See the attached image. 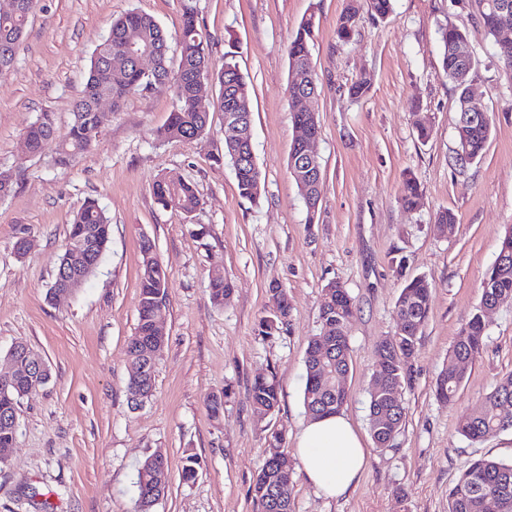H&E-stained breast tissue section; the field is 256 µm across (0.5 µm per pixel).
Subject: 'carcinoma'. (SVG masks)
Segmentation results:
<instances>
[{
	"label": "carcinoma",
	"instance_id": "cac0c4a2",
	"mask_svg": "<svg viewBox=\"0 0 512 512\" xmlns=\"http://www.w3.org/2000/svg\"><path fill=\"white\" fill-rule=\"evenodd\" d=\"M30 0H17L14 11L0 13V64L11 65L16 49L24 35L29 19ZM508 5L512 20V0H474L476 19L484 31L497 37L496 20L492 4ZM393 9L392 0H349L337 23V36L344 40L350 36L352 26L361 11L384 19ZM315 28V16L302 20L295 35L288 43V84H317L311 62L310 42ZM180 61L173 69L169 65L167 37L160 24L151 16L130 11L112 22L108 36L97 45L91 59L84 89L74 103L72 121L66 136L56 138L55 122L49 112L42 113L27 125L23 138L29 152L40 154L51 147L55 163L69 165L79 154L97 140L100 127L94 121L101 98H109L112 105L128 96L143 92L156 84H169L174 89L175 105L167 123L158 131L157 139L167 142H190L206 134L209 111L198 108L197 87L192 79L195 73L211 74L208 53V37L199 21L196 8L184 6L183 21L178 36ZM442 68L456 89L458 120L456 139L457 161L471 163L483 156L491 134V113L470 92L474 57L462 56L461 50L470 49L465 32L450 25L440 32ZM151 49L156 53L155 71L146 75L126 57V49ZM213 75V74H211ZM219 86L213 107L225 109L224 80L234 81L236 102L250 105L251 93L245 76L241 73L235 56L224 55V65L213 75ZM293 121L307 130L320 132L318 116L314 112L294 111ZM289 172L300 195L310 200L307 205V223H315L322 193L321 170L311 174L298 166V159L290 155ZM239 195L251 203L262 194V172L257 161L252 160L235 173ZM157 203L164 208L184 214L195 212L201 205L193 183L174 177H160L152 186ZM422 193L415 176L403 177L399 201L406 210H415L421 204ZM111 235V224L94 199H89L74 214L70 224L68 242L81 245L92 239L96 243L95 254L103 255ZM502 244L511 251L501 263H493L483 284L478 312L460 331L448 354V365L441 371L436 382V396L453 403L465 380L467 368L482 351L487 325L484 310L495 306H512V228ZM142 270L138 303V323L127 343L130 363L128 392L140 393V402L151 397L155 380V362L142 356L137 342L155 335L153 305L158 297H167V276L158 256L141 242ZM273 313L260 319L258 334L271 337L288 323L291 305L287 292L282 288L269 289ZM233 294V284L224 273H209V296L216 307L228 304ZM431 285L422 277L407 281L397 300L395 313L397 333L391 339L381 341L375 350V368L369 391V427L377 448L392 446L404 415V388L408 381L409 362L419 340L422 326L430 308ZM356 311V304L348 290L339 282L328 283L320 306V333L313 337L305 355V385L303 402L308 414L319 418L339 412L348 400L345 379L350 369V344L346 335L347 324ZM28 388L0 386V464L7 462L9 449L15 447L16 431L5 418L17 411L21 394ZM254 413L261 419L272 414L279 403V384L276 375L270 373L254 379L249 391ZM512 403V373L501 378L492 390L482 397L458 425L459 432L474 441L490 433L512 429V419L502 416L500 406ZM282 435H271L266 461L253 485V501L257 512H290L292 487L280 484L279 451ZM161 466L156 455L140 464L136 474L138 512H152L153 505L164 494L166 482L157 479ZM512 512V462L493 458H479L463 468L448 489V512Z\"/></svg>",
	"mask_w": 512,
	"mask_h": 512
}]
</instances>
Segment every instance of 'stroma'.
Listing matches in <instances>:
<instances>
[{"label": "stroma", "mask_w": 512, "mask_h": 512, "mask_svg": "<svg viewBox=\"0 0 512 512\" xmlns=\"http://www.w3.org/2000/svg\"><path fill=\"white\" fill-rule=\"evenodd\" d=\"M209 35L214 66L225 52L251 90L252 136L264 187L242 199L224 153V115L192 142L154 133L172 109L169 86L103 103L97 141L70 165L52 150L25 153L23 130L53 113L64 137L87 78L90 57L114 19L152 16L178 64L184 0H37L13 66L0 71V169L16 175L0 200V373L8 351L27 342L49 379L18 406L16 446L0 464V512H137L134 481L146 457L168 460L169 484L153 512H254L252 487L272 433L292 472L293 512H448V488L472 460H512V430L473 442L457 425L499 378L512 372V307L487 313L488 336L453 404L435 396L437 377L460 330L475 313L481 285L512 226V81L493 37L475 18L474 0H394L383 20L360 14L347 40L336 34L346 0H193ZM314 17L311 43L320 121L315 143L323 173L320 221L307 209L288 160L296 135L288 101V40ZM468 35L476 59L471 90L492 115L482 159L456 161L457 93L441 64L440 31ZM367 78L360 99L350 84ZM428 116V140L417 123ZM413 174L422 204L398 199ZM193 182L202 204L191 215L162 208L160 176ZM112 224L103 258L74 295L53 301L49 288L69 224L87 199ZM457 216L440 232L438 211ZM150 237L168 279L160 313L166 346L153 395L132 407L127 341L138 321L142 237ZM26 240L17 252L18 240ZM234 285L230 304L214 307L208 273ZM432 286L428 318L410 362L406 416L393 446L375 447L368 390L380 341L395 336V304L407 280ZM336 280L357 310L347 326L349 397L343 408L368 464L349 494L329 499L305 478L295 449L309 416L303 404L304 357L320 331L324 288ZM286 289L287 325L272 337L256 327L270 312L268 289ZM275 373L279 405L257 419L249 398L256 376ZM222 396L220 415L207 399ZM198 475L184 482L187 456Z\"/></svg>", "instance_id": "1"}]
</instances>
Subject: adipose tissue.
<instances>
[{
  "label": "adipose tissue",
  "mask_w": 512,
  "mask_h": 512,
  "mask_svg": "<svg viewBox=\"0 0 512 512\" xmlns=\"http://www.w3.org/2000/svg\"><path fill=\"white\" fill-rule=\"evenodd\" d=\"M296 451L308 481L327 498L345 495L366 464V452L350 421L341 414L309 421Z\"/></svg>",
  "instance_id": "obj_1"
}]
</instances>
